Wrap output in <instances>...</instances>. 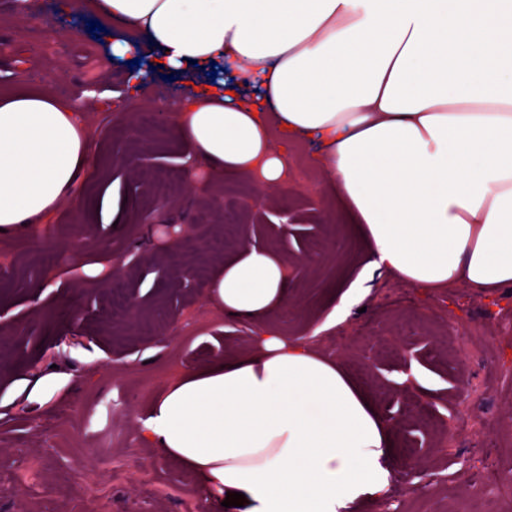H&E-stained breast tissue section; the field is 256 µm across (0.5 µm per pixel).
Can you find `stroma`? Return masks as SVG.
<instances>
[{
  "label": "stroma",
  "mask_w": 512,
  "mask_h": 512,
  "mask_svg": "<svg viewBox=\"0 0 512 512\" xmlns=\"http://www.w3.org/2000/svg\"><path fill=\"white\" fill-rule=\"evenodd\" d=\"M69 53L38 56V34L22 31L0 0V94L20 90L72 97L91 93L87 131L90 176L33 230L0 234V512H230L202 496L194 475L145 447L139 419L171 378L219 357L248 350L256 329L230 320L206 297L226 257L249 243L288 264V306L273 320L279 335L310 338L340 360L393 425L392 479L384 499L352 512H462L467 470L490 457L511 493L487 500L485 512L512 505V289L488 300L458 286L433 295L410 289L432 318L404 334L399 315L383 313L397 281L367 277L363 312L332 327L337 284L367 262L361 240L341 214L324 173L293 179L270 193L240 176L186 184L185 148L170 122L138 124L125 108L124 64L109 58L97 18L83 0ZM39 72L21 79L23 68ZM118 209L112 223L95 210L102 195ZM249 210L250 222L225 223ZM152 223H145V216ZM196 267L185 287L181 264ZM109 270L107 279L86 275ZM367 323L373 336L348 338ZM455 338L456 352L445 343ZM62 385L49 402L11 393L22 377ZM470 427L441 447L439 426L456 414ZM53 429L42 430L45 421ZM488 442L487 451L478 442Z\"/></svg>",
  "instance_id": "1"
}]
</instances>
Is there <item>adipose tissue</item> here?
<instances>
[{
    "label": "adipose tissue",
    "instance_id": "adipose-tissue-1",
    "mask_svg": "<svg viewBox=\"0 0 512 512\" xmlns=\"http://www.w3.org/2000/svg\"><path fill=\"white\" fill-rule=\"evenodd\" d=\"M113 55L188 88L173 113L213 179L288 186L287 146L316 144L370 270L432 293L512 287V0H97ZM220 66L217 84L204 75ZM88 172L84 121L52 94L0 97V228L52 214ZM288 267L249 244L207 290L259 331L183 372L140 430L235 512H348L383 497L390 425L342 365L279 336Z\"/></svg>",
    "mask_w": 512,
    "mask_h": 512
}]
</instances>
